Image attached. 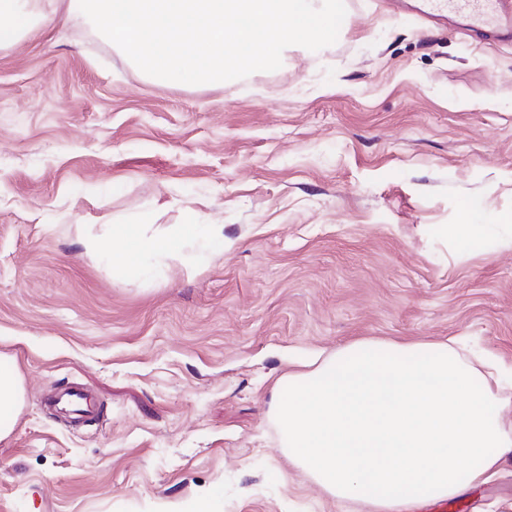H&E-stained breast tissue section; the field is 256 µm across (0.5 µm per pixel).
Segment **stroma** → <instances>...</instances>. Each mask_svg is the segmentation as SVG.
<instances>
[{"label": "stroma", "instance_id": "1", "mask_svg": "<svg viewBox=\"0 0 512 512\" xmlns=\"http://www.w3.org/2000/svg\"><path fill=\"white\" fill-rule=\"evenodd\" d=\"M346 0L336 43L162 84L58 9L0 49V355L24 382L0 512H369L288 467L276 382L357 339L512 366V38ZM483 223L448 231L462 206ZM220 224L149 278L104 224ZM77 385L75 427L46 396ZM421 512H512V461Z\"/></svg>", "mask_w": 512, "mask_h": 512}]
</instances>
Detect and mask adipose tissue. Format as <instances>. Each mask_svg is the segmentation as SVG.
<instances>
[{"label":"adipose tissue","instance_id":"obj_1","mask_svg":"<svg viewBox=\"0 0 512 512\" xmlns=\"http://www.w3.org/2000/svg\"><path fill=\"white\" fill-rule=\"evenodd\" d=\"M220 232L217 224L153 233L113 223L93 246L116 272L134 273ZM23 401L16 365L0 356V439ZM502 403L498 366H474L452 343L358 340L283 378L273 412L289 462L329 494L375 512H412L498 475L512 456V434L494 420Z\"/></svg>","mask_w":512,"mask_h":512}]
</instances>
